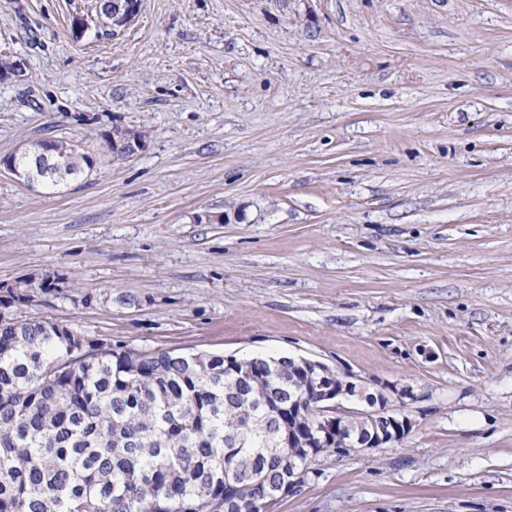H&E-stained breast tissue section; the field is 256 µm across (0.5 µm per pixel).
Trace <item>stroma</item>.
Listing matches in <instances>:
<instances>
[{
  "mask_svg": "<svg viewBox=\"0 0 512 512\" xmlns=\"http://www.w3.org/2000/svg\"><path fill=\"white\" fill-rule=\"evenodd\" d=\"M94 6L0 0V157L96 160L59 193L0 171V285L58 281L22 315L410 388L400 442L273 512H512V0H141L76 31ZM116 126L143 150L112 158ZM96 8L94 19L96 24L107 25L116 30L133 21L139 11V2L137 0H98Z\"/></svg>",
  "mask_w": 512,
  "mask_h": 512,
  "instance_id": "1",
  "label": "stroma"
}]
</instances>
